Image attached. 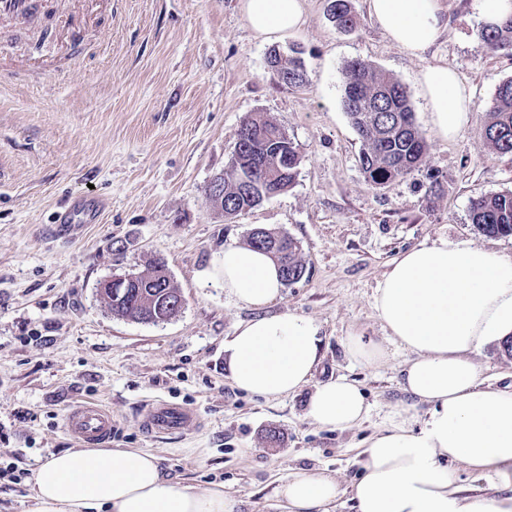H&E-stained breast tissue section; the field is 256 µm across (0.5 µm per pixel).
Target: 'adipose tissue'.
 Returning a JSON list of instances; mask_svg holds the SVG:
<instances>
[{"mask_svg":"<svg viewBox=\"0 0 512 512\" xmlns=\"http://www.w3.org/2000/svg\"><path fill=\"white\" fill-rule=\"evenodd\" d=\"M250 28L278 39L304 22L303 0H243ZM388 40L409 56L425 57L448 33L441 0H368ZM419 83L439 137L451 140L470 123L471 99L448 65H427ZM224 296L260 309L239 322L224 343L231 383L275 400L313 385L306 415L344 430L361 423L369 405L344 378L312 384L320 360V326L284 311L266 313L283 282L270 256L248 245H226ZM388 336L411 358L403 392L428 404L420 428L393 424L370 436L354 485L357 512H512V388L482 379L472 352L512 336V256L439 239L399 254L374 294ZM463 463L486 477L492 495H464L450 468ZM38 512H236L223 486L202 491L173 483L148 451L89 448L51 454L34 471ZM291 512H326L338 495L332 476L298 473L278 488Z\"/></svg>","mask_w":512,"mask_h":512,"instance_id":"obj_1","label":"adipose tissue"}]
</instances>
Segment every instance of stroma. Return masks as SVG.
Listing matches in <instances>:
<instances>
[{"label": "stroma", "instance_id": "1", "mask_svg": "<svg viewBox=\"0 0 512 512\" xmlns=\"http://www.w3.org/2000/svg\"><path fill=\"white\" fill-rule=\"evenodd\" d=\"M444 3L448 35L433 57L470 88L473 108L451 141L433 129L417 83L426 60L389 42L367 0H350L349 31L331 21L329 0H305L301 29L273 43L251 31L242 0H112L82 50L59 58L53 43L0 25V43L42 62L0 81V463L26 474L0 482V512H33L28 475L50 454L79 449L64 416L84 400L111 410L110 447L150 451L168 478L194 489L223 485L238 512H288L276 489L302 471L334 475L330 512H356L365 440L394 421L419 427L428 414L402 392L410 355L373 308L388 263L441 238L512 255V236L483 234L469 217L472 198L512 190V154L481 139L497 87L512 78V55L481 52L477 0ZM292 47L305 64L300 86L267 68L269 50ZM355 60L406 88L427 144L415 171L382 186L361 171L343 107L345 67ZM256 112L287 132L298 174L287 191L228 220L205 188ZM78 198L104 201L99 220L69 241L52 238L55 214ZM257 227L297 242L306 273L271 310L320 324L312 381L359 383L371 410L358 426L313 424L305 390L268 401L232 386L224 342L255 312L225 299L220 259ZM156 258L183 297L178 316L159 325L112 316L99 283ZM353 336L381 344L386 359L352 360ZM156 400L194 408L195 421L143 433L142 410ZM271 430L279 442H268Z\"/></svg>", "mask_w": 512, "mask_h": 512}]
</instances>
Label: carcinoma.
<instances>
[{
  "label": "carcinoma",
  "instance_id": "obj_1",
  "mask_svg": "<svg viewBox=\"0 0 512 512\" xmlns=\"http://www.w3.org/2000/svg\"><path fill=\"white\" fill-rule=\"evenodd\" d=\"M331 14L336 27L350 29L355 24L348 0H331ZM480 49L485 53L512 51V19L484 27L480 32ZM273 71L286 85L305 82L304 62L295 48L282 55ZM343 107L361 141L360 168L367 181L375 186L410 174L421 162L426 144L413 119V109L405 88L376 67L352 61L345 67ZM484 144L500 154H512V79L502 82L487 113L482 134ZM288 152V175L270 169L271 178L250 192L240 189L237 174L246 172L260 154L271 157ZM300 157L284 129L271 118L257 114L246 119L238 133L233 156L224 168V217L232 219L261 203L269 191L278 193L290 188L298 173ZM471 223L488 235H512V191L479 195L470 203ZM248 245L267 253L278 265L285 284L303 278L306 272L296 242L288 235L258 228L252 231ZM167 272L158 261L138 273L136 283L121 308L108 305L116 316L136 321L153 313L159 296L178 298L180 292L171 278L158 283L159 272Z\"/></svg>",
  "mask_w": 512,
  "mask_h": 512
}]
</instances>
